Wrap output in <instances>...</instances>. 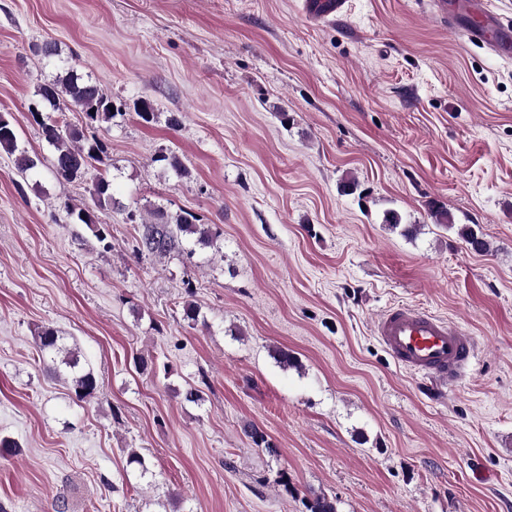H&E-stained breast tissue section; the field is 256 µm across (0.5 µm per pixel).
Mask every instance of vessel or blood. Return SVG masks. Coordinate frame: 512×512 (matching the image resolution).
Listing matches in <instances>:
<instances>
[{
  "label": "vessel or blood",
  "mask_w": 512,
  "mask_h": 512,
  "mask_svg": "<svg viewBox=\"0 0 512 512\" xmlns=\"http://www.w3.org/2000/svg\"><path fill=\"white\" fill-rule=\"evenodd\" d=\"M451 28L495 53L512 54V23L489 0H437ZM381 345L400 366L434 382L459 381L474 357V342L459 325L410 305L383 311L374 322Z\"/></svg>",
  "instance_id": "obj_1"
}]
</instances>
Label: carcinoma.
<instances>
[{"mask_svg":"<svg viewBox=\"0 0 512 512\" xmlns=\"http://www.w3.org/2000/svg\"><path fill=\"white\" fill-rule=\"evenodd\" d=\"M36 95L57 111V117L48 120L35 114L44 140L54 150L53 168L56 175L68 182L81 181L88 169L97 165L99 175L88 189L96 208L122 207L112 194V182L108 178V146L95 133V129L119 115L120 107L114 105L112 98L91 77L85 78L72 70L63 78L57 77L40 84ZM71 109L83 115L86 129L93 130V133L87 135L67 121L66 111ZM0 150L14 157L15 170L23 178L38 165L37 158L19 147L15 128L1 114ZM64 207L73 223L86 226L102 249H112L110 225L97 221L94 212L84 205L67 202ZM147 214L150 215L148 219L133 211L128 212L129 221L139 223L136 242L137 252L141 254L155 258L171 255L190 258L195 253V246H207L213 242L209 225L196 223V216L190 212L169 214L156 206L149 209ZM457 235L466 248L474 253L482 254L490 250V244L482 233L468 224L458 228ZM35 344L41 356L49 358L48 370L68 384L76 399L82 401L94 397L98 380L93 369L79 366L75 351L66 348L58 330L50 326L39 328Z\"/></svg>","mask_w":512,"mask_h":512,"instance_id":"1","label":"carcinoma"}]
</instances>
